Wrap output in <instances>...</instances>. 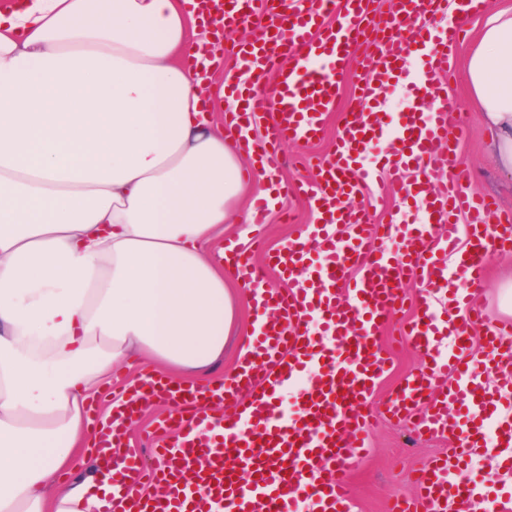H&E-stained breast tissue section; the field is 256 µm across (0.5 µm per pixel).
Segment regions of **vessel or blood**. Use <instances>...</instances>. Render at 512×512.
Wrapping results in <instances>:
<instances>
[{"label": "vessel or blood", "instance_id": "obj_1", "mask_svg": "<svg viewBox=\"0 0 512 512\" xmlns=\"http://www.w3.org/2000/svg\"><path fill=\"white\" fill-rule=\"evenodd\" d=\"M189 6L220 10L242 23L256 14L266 19V33L237 51L248 83L224 82L225 93L240 103L226 112L224 134L240 153L259 156L272 169L279 165L276 151L246 132L255 114L270 115L276 140L311 141L329 112L340 114V134L335 152L298 185L317 214L315 224L296 225L287 246L268 255L288 288L264 297L262 307L274 317L249 339L252 356L224 381L220 397L232 401V411L211 421L199 410L195 389L151 379L147 388L176 402L185 429L171 447L150 437L164 468L144 472L138 454L122 451L114 426L99 453L123 492L143 480L165 486L163 498L136 512H298L301 494L314 512H352L342 471L359 466L367 451L369 423L359 407L388 370L373 337L403 303L404 276L415 273L427 288L447 290V257L457 251L460 278L475 284L485 275L490 249L512 251V214L467 191V173L448 133V119L458 110L447 91L448 48L461 42L464 24H449L437 38L421 27L426 14L447 9V0H394L387 17L376 0H189ZM423 45L429 52L418 90L431 111L402 114L380 183L402 199L420 198L421 220L392 245L388 228L374 227L368 209L345 201L370 180L359 159L384 133L379 96ZM357 58L367 75L357 87L361 109L351 112L341 106L337 76ZM442 161L453 174L436 187L430 175ZM460 215L466 226L457 224ZM225 256L241 271L244 288H260L264 268L246 251L229 244ZM455 311V322L447 324L425 301L404 328L426 363L392 390L384 412L398 420L419 414L414 432L447 435L450 445L419 469L417 497L396 502L395 512H463L475 487L457 478L456 464L486 449L488 421L496 423L497 447L512 452V418L499 409L503 393H512V324L487 331V356L478 362L469 354L468 329L483 320V311L461 298ZM310 314L321 319L318 331L308 328ZM443 323L455 343L446 357L435 351ZM305 371L312 381L300 394L297 415L284 419L275 394ZM486 373L496 375V388L483 382ZM214 425L213 437L199 436V429Z\"/></svg>", "mask_w": 512, "mask_h": 512}]
</instances>
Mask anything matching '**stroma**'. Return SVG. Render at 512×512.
I'll return each mask as SVG.
<instances>
[{
    "instance_id": "obj_1",
    "label": "stroma",
    "mask_w": 512,
    "mask_h": 512,
    "mask_svg": "<svg viewBox=\"0 0 512 512\" xmlns=\"http://www.w3.org/2000/svg\"><path fill=\"white\" fill-rule=\"evenodd\" d=\"M482 19L483 14L479 11L467 16L466 42L455 49L448 92L460 101L461 110L453 128L462 134L459 158L468 170L467 184L471 193L493 197L502 207L512 210V179L491 168L486 161L487 130L469 98L464 70L466 47L476 40ZM340 124V117L332 113L326 115L323 131L317 140L310 143L278 142L277 148L286 155L287 162L275 173L267 222L261 227L269 249L280 248L293 235L295 224L313 223L314 212L307 199L292 193L284 196L280 190L313 174L315 163L334 149ZM353 204L370 208L379 223L390 225V237L394 240L419 217L416 209L392 192L385 195L369 192L355 197ZM487 266V276L480 284L481 306L487 322L495 323L504 318L499 292L502 283L512 278V252H491ZM403 288L409 296L408 301L394 309L389 323L377 335L378 342L392 361V368L378 381L372 402L364 407L373 423L369 436L370 454L359 469L345 474L351 488L353 512H388L394 500L412 499L416 470L448 447L447 437L416 438L410 433V421H388L379 415L392 388L422 364L420 353L402 340L400 328L419 307V298L425 294L426 288L412 275L405 279ZM252 317L251 302L247 297H240L239 327L225 340L224 358L212 372V379L232 376L237 369L244 341L253 332ZM461 476L476 482L481 494L512 493V483L508 482L493 454L473 458L464 465Z\"/></svg>"
}]
</instances>
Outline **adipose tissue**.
Wrapping results in <instances>:
<instances>
[{"instance_id": "1", "label": "adipose tissue", "mask_w": 512, "mask_h": 512, "mask_svg": "<svg viewBox=\"0 0 512 512\" xmlns=\"http://www.w3.org/2000/svg\"><path fill=\"white\" fill-rule=\"evenodd\" d=\"M187 0L0 6V512H107L86 405L132 364L209 368L238 320L224 230L254 190L203 94L222 36ZM199 63L190 67L188 55ZM512 177V5L465 58Z\"/></svg>"}]
</instances>
